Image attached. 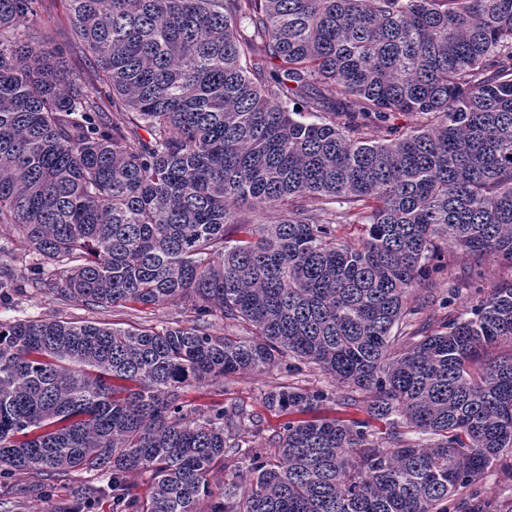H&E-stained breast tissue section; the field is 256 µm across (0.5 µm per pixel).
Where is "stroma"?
Listing matches in <instances>:
<instances>
[{"label":"stroma","mask_w":512,"mask_h":512,"mask_svg":"<svg viewBox=\"0 0 512 512\" xmlns=\"http://www.w3.org/2000/svg\"><path fill=\"white\" fill-rule=\"evenodd\" d=\"M36 25L49 42L66 44L72 29L67 0H39ZM444 253L448 257V269L440 278L435 301L418 314V326L433 328L461 312L472 310L480 303L486 288L512 280V266L490 261L482 273L476 274L472 272L466 255L455 245L445 246ZM36 316H62L113 323L120 327L159 323L184 327L188 324L184 307L180 304L147 308L130 304L99 310L76 299L61 300L52 295L33 293L12 307H0L1 322ZM283 384L309 392L318 390L326 393L327 399L318 407L317 416L344 420L366 416L364 402L345 403L344 398L350 395V388L338 386L328 375L306 366L293 372L275 369L262 375H229L223 381L209 385L191 383L183 387L182 399L186 411L194 415L207 412L216 405L224 406L230 412L244 410L254 420L250 433L245 436L249 446L270 448L287 416L268 409L264 396ZM91 480L88 473L69 472L56 479L53 498L45 500L34 491L33 477H16L0 484V512H61L70 499V488ZM447 507L448 512H512V452L503 453L479 478L449 500Z\"/></svg>","instance_id":"obj_1"}]
</instances>
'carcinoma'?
Instances as JSON below:
<instances>
[{
  "instance_id": "obj_1",
  "label": "carcinoma",
  "mask_w": 512,
  "mask_h": 512,
  "mask_svg": "<svg viewBox=\"0 0 512 512\" xmlns=\"http://www.w3.org/2000/svg\"><path fill=\"white\" fill-rule=\"evenodd\" d=\"M37 2L0 0V236L21 242L0 307L185 303L194 324L0 323V478L48 497L84 471L101 484L75 487L76 508L109 493L112 512H444L512 450V356L482 360L512 343V280L397 347L443 243L475 271L512 266V0H68L91 83L66 74ZM273 205L281 221L250 229ZM287 360L366 394L386 444L307 417L325 394L291 385L264 398L295 415L272 458L242 447L244 415L184 410L185 384Z\"/></svg>"
}]
</instances>
